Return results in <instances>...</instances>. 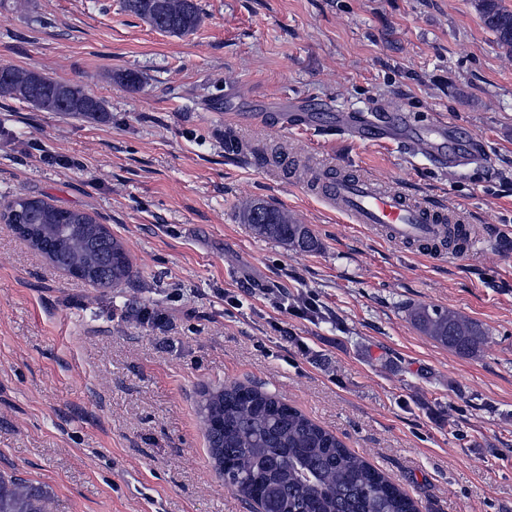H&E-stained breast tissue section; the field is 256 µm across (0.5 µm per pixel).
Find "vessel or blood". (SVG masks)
Masks as SVG:
<instances>
[{"instance_id":"obj_1","label":"vessel or blood","mask_w":512,"mask_h":512,"mask_svg":"<svg viewBox=\"0 0 512 512\" xmlns=\"http://www.w3.org/2000/svg\"><path fill=\"white\" fill-rule=\"evenodd\" d=\"M416 144L437 158L452 156L476 160L483 152L478 140L464 146L449 143L448 124L441 120L427 124ZM323 196L352 223L382 228L400 244L432 247L440 224L446 221L436 206L398 189L376 187L366 179L327 177Z\"/></svg>"}]
</instances>
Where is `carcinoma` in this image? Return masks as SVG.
<instances>
[{"label": "carcinoma", "mask_w": 512, "mask_h": 512, "mask_svg": "<svg viewBox=\"0 0 512 512\" xmlns=\"http://www.w3.org/2000/svg\"><path fill=\"white\" fill-rule=\"evenodd\" d=\"M124 11L170 36L185 37L201 23L195 0H122ZM484 26L512 51V8L505 0H474ZM0 96L18 98L46 112L101 117L103 100L81 86L0 65ZM0 219L31 225L26 240L34 249L57 225H72L54 264L76 266L118 286L134 277L122 244L89 213L57 207L35 196H18ZM255 235L293 250L316 248L310 230L288 214L262 203L243 210ZM417 326L457 353L474 354L485 339L478 323L453 311L420 307ZM200 417L210 458L224 486L257 505L258 512H420L416 500L278 395L252 383H233L201 392ZM49 489L15 475L0 474V512H51Z\"/></svg>", "instance_id": "obj_1"}]
</instances>
